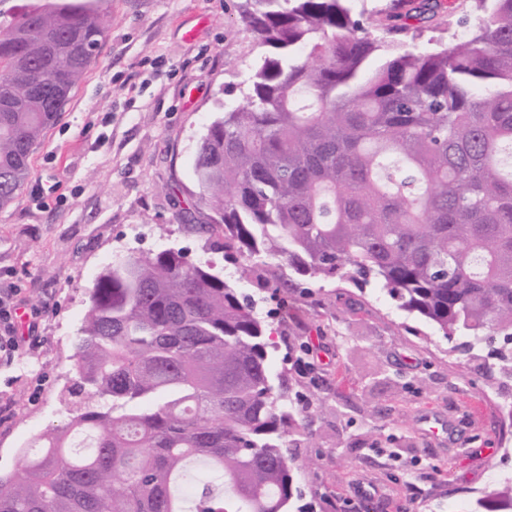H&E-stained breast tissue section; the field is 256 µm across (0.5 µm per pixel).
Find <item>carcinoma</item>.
Wrapping results in <instances>:
<instances>
[{"instance_id":"obj_1","label":"carcinoma","mask_w":512,"mask_h":512,"mask_svg":"<svg viewBox=\"0 0 512 512\" xmlns=\"http://www.w3.org/2000/svg\"><path fill=\"white\" fill-rule=\"evenodd\" d=\"M245 2L267 52L246 104L200 139L193 206L214 217L188 229L224 236L239 264L269 255L371 283L462 347H489L512 379V0H474L466 38L373 70L382 42L360 35L353 0ZM445 8L420 0L387 33ZM106 29L101 9L70 3L0 21L1 207ZM266 330L208 262L113 258L75 346V415L0 475V512H306ZM470 512H512V483Z\"/></svg>"}]
</instances>
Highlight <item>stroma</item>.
Here are the masks:
<instances>
[{
  "label": "stroma",
  "mask_w": 512,
  "mask_h": 512,
  "mask_svg": "<svg viewBox=\"0 0 512 512\" xmlns=\"http://www.w3.org/2000/svg\"><path fill=\"white\" fill-rule=\"evenodd\" d=\"M244 0H105V36L62 112L34 147L31 173L0 207V290L17 288L42 311L36 349L0 357V473L21 449L63 425L60 401L90 289L118 254L180 250L212 262L276 329L272 373L302 427L290 438L297 482L313 512H468L492 469L512 472V382L454 352L421 318L372 287L293 277L271 258L239 277L223 237L188 232L181 214L199 188L197 145L224 108L242 103L265 49L241 20ZM420 23L402 49L458 39L474 0ZM408 0H355L369 37L382 36ZM291 277L287 299L258 279ZM309 365L299 372L296 357ZM444 419L441 441L425 435ZM374 492L363 505L360 490Z\"/></svg>",
  "instance_id": "35a3bbf8"
}]
</instances>
